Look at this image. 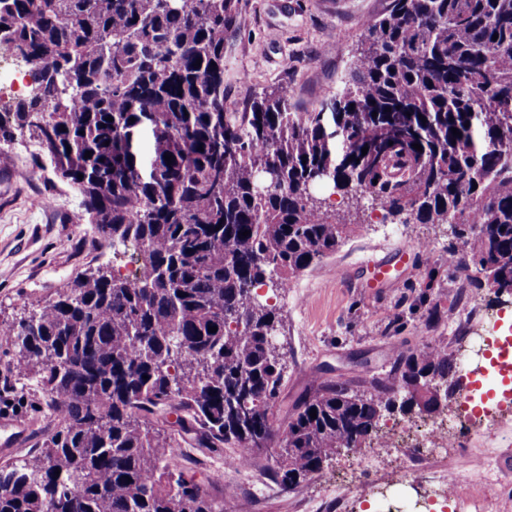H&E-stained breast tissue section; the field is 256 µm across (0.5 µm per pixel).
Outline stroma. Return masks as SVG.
Masks as SVG:
<instances>
[{
    "mask_svg": "<svg viewBox=\"0 0 512 512\" xmlns=\"http://www.w3.org/2000/svg\"><path fill=\"white\" fill-rule=\"evenodd\" d=\"M390 0H242L238 26L224 39V109L248 111L251 101L276 86L288 89L299 110H309L335 95L341 86L365 23L386 12ZM12 164L0 171V326L27 315L38 300L53 296L60 282L90 266L122 271L131 260L124 246L92 249L98 233L88 223L77 192L57 178L50 160L28 139H16ZM49 196L56 204L39 207ZM446 224H389L366 219L336 254L307 269L288 289L260 288L275 305L282 326L273 344L285 366L284 387L271 409L276 427H285L288 410L308 384L324 375L332 380L361 381L356 356H365L373 370L391 358L393 345L416 352L447 347L454 360L477 361L482 338L494 319L512 323V299L498 302L478 287L466 271L448 263L455 244ZM394 262L389 279L374 282L372 266ZM438 305L439 323L426 320L419 297ZM14 347L0 336V390L10 402H0V424L21 422L29 433L7 459L17 462L35 450L57 418L47 409V396L12 366ZM488 436L468 439V456H440L435 468L462 471L473 461L490 457L498 465L499 481L488 490L487 512H512V403L486 402ZM419 418L401 412L384 413L383 431L391 457L376 468L362 469L374 448L362 444L337 454L320 473L290 491L269 489L260 472L224 470L225 453L184 443L180 456L186 468L210 491L234 486L250 512H304L309 497L341 485L377 487L378 495L354 502L350 512H412L425 484L407 478L393 459L410 440L406 432Z\"/></svg>",
    "mask_w": 512,
    "mask_h": 512,
    "instance_id": "stroma-1",
    "label": "stroma"
}]
</instances>
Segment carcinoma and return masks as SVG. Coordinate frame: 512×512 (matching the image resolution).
Returning a JSON list of instances; mask_svg holds the SVG:
<instances>
[{"instance_id":"cac0c4a2","label":"carcinoma","mask_w":512,"mask_h":512,"mask_svg":"<svg viewBox=\"0 0 512 512\" xmlns=\"http://www.w3.org/2000/svg\"><path fill=\"white\" fill-rule=\"evenodd\" d=\"M240 14L241 0H0V46L33 66L0 143L26 134L56 158L95 247L130 243L144 269L135 283L86 269L3 332L58 423L0 466V512H224L234 491L198 482L178 439L232 448L286 490L372 438L397 397L402 411L436 404L448 348L396 346L366 388L322 378L273 427L280 319L257 288L335 254L363 199L385 220L450 225L467 248L451 263L497 296L512 284V0H391L340 90L307 112L284 86L224 111ZM324 183L354 218L313 195ZM418 379L423 392L403 393ZM160 413L179 430L155 427Z\"/></svg>"}]
</instances>
